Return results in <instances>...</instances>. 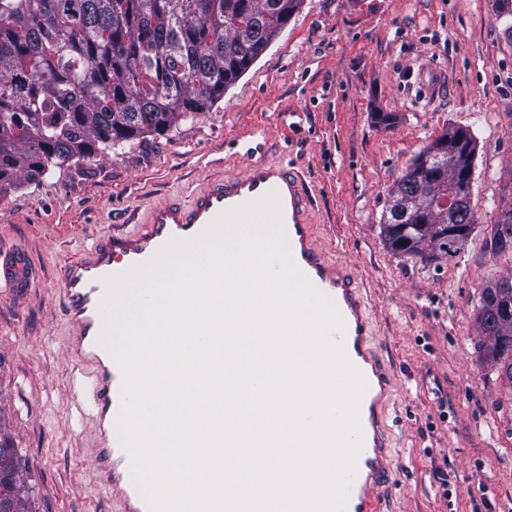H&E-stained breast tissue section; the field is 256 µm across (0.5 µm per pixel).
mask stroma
<instances>
[{
	"label": "stroma",
	"mask_w": 512,
	"mask_h": 512,
	"mask_svg": "<svg viewBox=\"0 0 512 512\" xmlns=\"http://www.w3.org/2000/svg\"><path fill=\"white\" fill-rule=\"evenodd\" d=\"M447 127L475 140L479 222L455 258L393 253L380 229L388 190ZM256 131L259 158L302 173L319 246L366 290L397 384L389 512H512V383L477 347L482 290L512 275V253L485 247L512 208V16L496 0H304L211 107L0 195V246L24 247L38 273L26 298L0 289V444L16 452L28 512H124L94 482L62 267L155 204H188L242 173L236 142Z\"/></svg>",
	"instance_id": "1"
}]
</instances>
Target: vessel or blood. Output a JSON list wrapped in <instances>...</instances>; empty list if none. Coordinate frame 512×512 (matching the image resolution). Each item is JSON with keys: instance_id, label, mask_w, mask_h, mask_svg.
Segmentation results:
<instances>
[{"instance_id": "obj_1", "label": "vessel or blood", "mask_w": 512, "mask_h": 512, "mask_svg": "<svg viewBox=\"0 0 512 512\" xmlns=\"http://www.w3.org/2000/svg\"><path fill=\"white\" fill-rule=\"evenodd\" d=\"M238 154L248 160L242 175L208 184L188 205H154L145 223L135 231L108 234L64 267L59 294L71 324L67 349L73 360L88 369L82 385L96 436V482L106 496H120L126 512H150L143 490L132 479L130 456L117 430L123 373L99 342L104 328L101 304L108 292V278L151 261L171 242L201 236L223 213L273 194L291 258L334 304L343 324V355L365 382L357 408L361 449L354 462L344 512H383L394 483L388 425L393 375L373 349L362 286L350 267L328 258L318 246L299 173L283 163L255 158L247 143L240 144ZM36 279V269L24 248L0 249V288L23 296L34 287Z\"/></svg>"}]
</instances>
